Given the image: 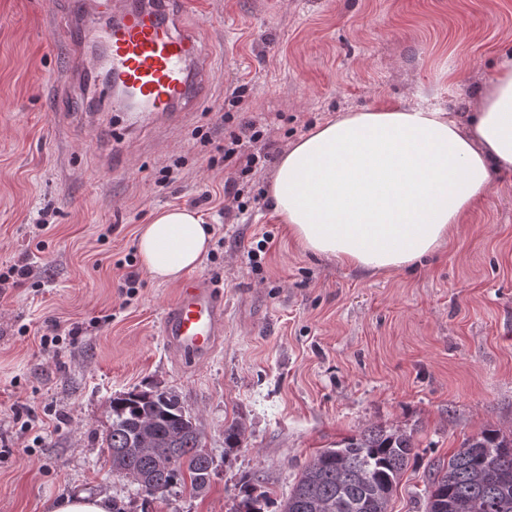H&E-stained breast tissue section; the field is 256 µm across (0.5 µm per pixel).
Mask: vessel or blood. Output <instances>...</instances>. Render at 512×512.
Returning a JSON list of instances; mask_svg holds the SVG:
<instances>
[{"label": "vessel or blood", "mask_w": 512, "mask_h": 512, "mask_svg": "<svg viewBox=\"0 0 512 512\" xmlns=\"http://www.w3.org/2000/svg\"><path fill=\"white\" fill-rule=\"evenodd\" d=\"M111 17L107 29L91 30L101 40L103 71L83 66V42L70 47V68L61 89L95 95L112 83L131 90L141 111L135 124L178 125L193 111L211 77V64L194 34L180 27L166 0H76L67 24L78 27L86 11ZM168 348L184 359L210 357L224 334V297L210 279L192 274L169 303L161 321Z\"/></svg>", "instance_id": "1"}]
</instances>
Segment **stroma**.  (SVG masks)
<instances>
[{
	"instance_id": "1",
	"label": "stroma",
	"mask_w": 512,
	"mask_h": 512,
	"mask_svg": "<svg viewBox=\"0 0 512 512\" xmlns=\"http://www.w3.org/2000/svg\"><path fill=\"white\" fill-rule=\"evenodd\" d=\"M68 3L0 0V267L34 269L0 291V512H46L80 491L127 512H234L244 478L285 499L317 451L376 425L411 433L416 447L391 512H423L432 462L484 429L512 432V176H493L415 269L371 274L289 243L265 199L275 162L238 177L263 201L236 214L224 210L235 171L209 158L235 128L220 107L240 85L235 112L270 129L260 152L346 112L432 106L467 121L512 49V0H187L184 26L212 76L170 131L130 128L110 89L96 103L57 91ZM82 107L98 111V127L57 130V113ZM178 158L177 180L157 186ZM171 206L224 237L197 269L224 293V335L200 363L160 333L179 283L152 280L136 252L141 224ZM265 235V254L248 259ZM130 274L138 282L123 288ZM55 326L66 337L43 349ZM149 382L197 417L215 466L206 493L177 486L148 500L112 475L101 446L109 402ZM18 410L44 429H22ZM234 421L245 434L229 449Z\"/></svg>"
}]
</instances>
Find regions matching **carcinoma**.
<instances>
[{"label": "carcinoma", "instance_id": "1", "mask_svg": "<svg viewBox=\"0 0 512 512\" xmlns=\"http://www.w3.org/2000/svg\"><path fill=\"white\" fill-rule=\"evenodd\" d=\"M109 409L112 423L102 445L112 474L151 498L186 482L198 495L208 490L214 460L202 445L197 418L176 391L119 393ZM414 456L406 432L367 429L320 450L281 502L253 494L254 479L244 480L236 512H390ZM424 512H512V436L486 429L464 439L448 462L433 463Z\"/></svg>", "mask_w": 512, "mask_h": 512}]
</instances>
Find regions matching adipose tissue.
<instances>
[{"instance_id":"adipose-tissue-1","label":"adipose tissue","mask_w":512,"mask_h":512,"mask_svg":"<svg viewBox=\"0 0 512 512\" xmlns=\"http://www.w3.org/2000/svg\"><path fill=\"white\" fill-rule=\"evenodd\" d=\"M512 174V60L481 91L467 126L436 109L348 112L316 125L279 160L273 211L303 252L364 272L412 268L456 233L487 196L492 172ZM212 231L187 207L142 225V269L178 280L206 257Z\"/></svg>"}]
</instances>
